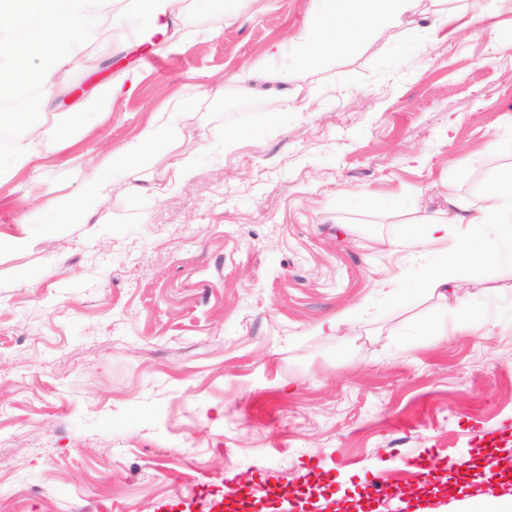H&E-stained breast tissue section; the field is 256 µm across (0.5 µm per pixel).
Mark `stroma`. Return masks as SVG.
Masks as SVG:
<instances>
[{"mask_svg":"<svg viewBox=\"0 0 512 512\" xmlns=\"http://www.w3.org/2000/svg\"><path fill=\"white\" fill-rule=\"evenodd\" d=\"M485 2L420 0L295 100L232 78L276 44L293 70L316 0H251L233 23L224 0H192L187 26L215 32L174 40L161 73L128 42L111 76H139L134 95L0 184V234L34 240L0 251V512H188L244 471L254 505L224 512L313 489L346 512L376 479L359 512H391L398 487L421 512H458L485 479L482 435L500 431L493 485L512 495V263L462 270L482 322L461 332L383 244L410 219L400 200H476L512 166V0L495 36L417 49L436 11ZM180 99L175 138L113 175L90 223H54L80 192L64 171H95ZM427 455L431 481L410 465Z\"/></svg>","mask_w":512,"mask_h":512,"instance_id":"1","label":"stroma"}]
</instances>
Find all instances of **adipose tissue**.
<instances>
[{
	"label": "adipose tissue",
	"mask_w": 512,
	"mask_h": 512,
	"mask_svg": "<svg viewBox=\"0 0 512 512\" xmlns=\"http://www.w3.org/2000/svg\"><path fill=\"white\" fill-rule=\"evenodd\" d=\"M417 2L318 0L309 27L291 38L294 74L268 63L250 64L235 80L244 85L263 77L278 95L295 96L289 79H301L312 63L332 64L345 49L400 26ZM119 13L151 17L153 26L144 40L156 51L174 37L193 34L176 0H0V128L15 132L10 147L0 151V181L66 148L89 119L108 111L113 100L132 95L134 84L119 78L81 103L76 113L62 115L52 108L75 70L119 51L105 27L106 18ZM168 130L165 113H157L136 143L110 155L95 173L71 168L68 176L80 182L81 194L59 204L56 223L89 214L113 173L139 166ZM447 203L446 210L431 213L423 199H415L409 207L414 220L389 242L408 264L421 267L420 291L428 299L447 298L461 266L512 261V169L493 178L479 200L451 194Z\"/></svg>",
	"instance_id": "1"
}]
</instances>
